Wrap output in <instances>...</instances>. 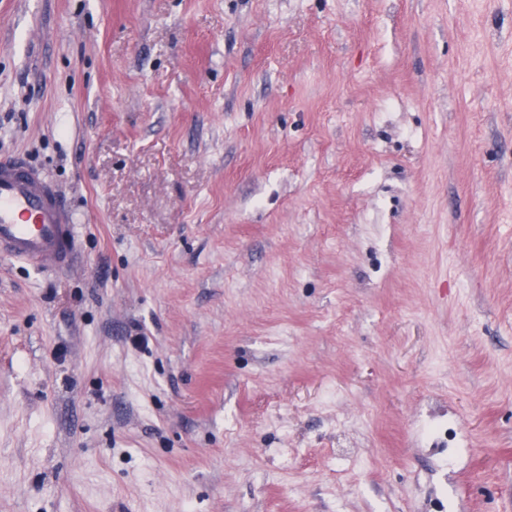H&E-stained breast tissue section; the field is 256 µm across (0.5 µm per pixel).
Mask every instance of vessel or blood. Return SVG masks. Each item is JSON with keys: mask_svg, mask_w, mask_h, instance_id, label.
<instances>
[{"mask_svg": "<svg viewBox=\"0 0 512 512\" xmlns=\"http://www.w3.org/2000/svg\"><path fill=\"white\" fill-rule=\"evenodd\" d=\"M73 212L20 156L0 158V254L36 269H67L77 258Z\"/></svg>", "mask_w": 512, "mask_h": 512, "instance_id": "1", "label": "vessel or blood"}]
</instances>
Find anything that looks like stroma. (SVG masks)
I'll list each match as a JSON object with an SVG mask.
<instances>
[{
	"label": "stroma",
	"instance_id": "1",
	"mask_svg": "<svg viewBox=\"0 0 512 512\" xmlns=\"http://www.w3.org/2000/svg\"><path fill=\"white\" fill-rule=\"evenodd\" d=\"M0 512H512V0H0ZM73 212L20 156L0 158V254L36 269H67L77 258Z\"/></svg>",
	"mask_w": 512,
	"mask_h": 512
}]
</instances>
